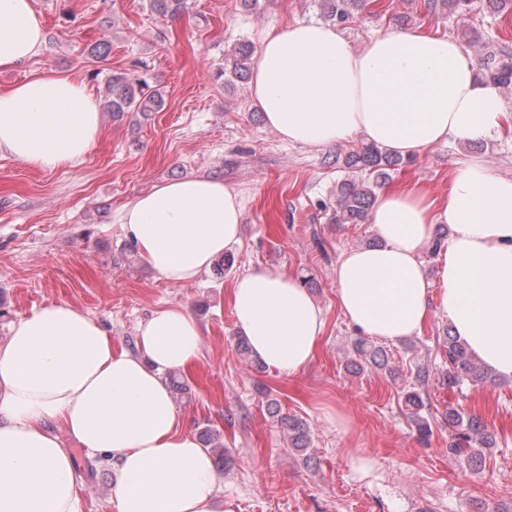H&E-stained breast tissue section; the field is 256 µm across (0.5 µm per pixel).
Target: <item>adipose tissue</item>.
Listing matches in <instances>:
<instances>
[{
  "label": "adipose tissue",
  "instance_id": "obj_1",
  "mask_svg": "<svg viewBox=\"0 0 512 512\" xmlns=\"http://www.w3.org/2000/svg\"><path fill=\"white\" fill-rule=\"evenodd\" d=\"M45 36L34 0H0V70L29 62ZM269 128L321 147L360 134L404 157L499 134L508 116L459 42L414 28L354 49L337 27L297 22L269 31L251 81ZM84 81L52 68L0 91V155L42 170L79 165L102 136ZM242 204L222 179L155 185L116 222L170 284L196 280L240 241ZM377 242L344 250L335 267L341 315L358 334L398 342L430 315L447 319L469 352L512 379V176L459 160L448 196L415 183L378 196ZM446 249L428 281L422 251L435 225ZM235 324L254 357L293 375L323 337L325 316L283 270L252 268L233 282ZM138 352L113 348L103 325L68 303L42 306L0 340V512H79L75 460L52 432L105 454L115 512H233L210 454L185 430L163 377L198 358L202 333L181 306L138 325Z\"/></svg>",
  "mask_w": 512,
  "mask_h": 512
}]
</instances>
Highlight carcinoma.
I'll use <instances>...</instances> for the list:
<instances>
[{
    "mask_svg": "<svg viewBox=\"0 0 512 512\" xmlns=\"http://www.w3.org/2000/svg\"><path fill=\"white\" fill-rule=\"evenodd\" d=\"M315 5L321 17L336 25L350 22L356 11L374 7L375 0H315ZM472 5L473 0H426L424 3V7L430 12L446 8L462 17L470 13ZM150 7L163 16L176 15L186 8V0H150ZM111 53L112 45L109 42H95L87 49L84 63H100ZM253 55L254 47L251 44H239L224 55V67L217 70L216 77L221 79L228 76L239 80L249 78ZM480 73L500 89L512 87V52L500 46L488 47ZM162 103L161 91L150 85L144 75L114 72L106 80L103 95V110L106 112L118 116L125 112H137L146 117L148 113L158 111ZM404 163L403 158L391 155L369 141L360 143L343 156L336 155L328 165L352 169L365 176V179L358 182L353 178H346L337 184L336 204L329 207V223H366L376 200L374 189L387 184L392 179V172ZM441 347L443 361L438 376L449 389L457 388L466 381L484 383L494 380L493 372L476 361L448 327L443 328ZM352 351L354 359L351 366L359 371L368 367L384 370L388 366L386 351L380 346L359 340L352 345ZM405 403L418 435L422 438L428 437L432 433V427L429 419L422 414L426 410L422 394L415 388L407 391ZM446 420L455 430L448 443V453L465 458L470 466H481L485 450L493 447L492 436L474 417L454 408L448 409ZM280 424L288 431L291 448L301 455L306 454L310 445L307 423L299 418L282 416ZM200 440L217 455V460H224V438L220 430L207 426L201 431Z\"/></svg>",
    "mask_w": 512,
    "mask_h": 512,
    "instance_id": "1",
    "label": "carcinoma"
}]
</instances>
